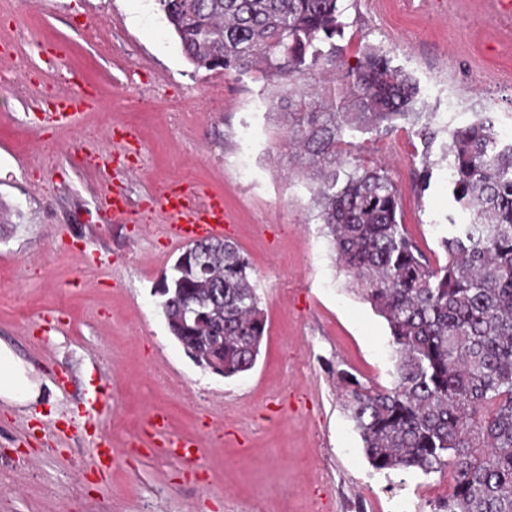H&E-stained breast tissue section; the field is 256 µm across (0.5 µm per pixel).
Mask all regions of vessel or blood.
<instances>
[{
    "label": "vessel or blood",
    "instance_id": "b4317fda",
    "mask_svg": "<svg viewBox=\"0 0 512 512\" xmlns=\"http://www.w3.org/2000/svg\"><path fill=\"white\" fill-rule=\"evenodd\" d=\"M87 104L76 93L60 94L54 103V113L63 119L85 111ZM162 209L166 215L169 230L179 239H204L219 237L224 233L225 224L232 217L225 209L222 198L207 194L192 183H182L164 195ZM149 431L143 441L150 451L161 448L176 449L184 458H195L199 451L198 441L191 436L172 434L166 415L154 412L148 423Z\"/></svg>",
    "mask_w": 512,
    "mask_h": 512
}]
</instances>
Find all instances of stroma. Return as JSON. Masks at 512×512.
<instances>
[{
  "label": "stroma",
  "mask_w": 512,
  "mask_h": 512,
  "mask_svg": "<svg viewBox=\"0 0 512 512\" xmlns=\"http://www.w3.org/2000/svg\"><path fill=\"white\" fill-rule=\"evenodd\" d=\"M340 79L373 50L419 88L415 117L388 132L362 127L350 164L384 169L401 221L433 266L457 214L448 185L453 129L482 115L512 131V25L486 0H339ZM107 31L104 43L89 39ZM20 60L0 83V342L42 386L38 401L0 400V459L25 458L21 484L0 479V512H392L408 498L429 512L451 470L380 472L338 400L336 372L394 380L383 317L340 273L315 216L319 174L284 143L283 79L261 67L196 68L158 0H0V43ZM79 91L98 104L72 125L44 119L52 98ZM131 129L141 153L111 173L88 145L115 152L110 127ZM248 155L252 180L238 160ZM187 179L221 196L225 240L253 269L266 331L254 367L227 378L199 366L170 335L159 284L184 244L160 196ZM122 186L133 203L113 214ZM201 443L178 463L138 448L149 414ZM115 455L90 468L98 437Z\"/></svg>",
  "instance_id": "obj_1"
}]
</instances>
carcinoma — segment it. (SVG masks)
I'll return each instance as SVG.
<instances>
[{
	"mask_svg": "<svg viewBox=\"0 0 512 512\" xmlns=\"http://www.w3.org/2000/svg\"><path fill=\"white\" fill-rule=\"evenodd\" d=\"M338 0H159L192 64L237 70L257 60L282 90L306 164L323 171L319 219L340 269L388 323L392 387L336 371L343 409L378 471L450 466L448 494L431 512H512V139L489 117L454 129L448 183L468 213L450 220L433 267L400 219L399 197L381 169L356 167L338 184L349 122L305 90L336 68ZM330 44L324 50L322 44ZM373 130L413 115L416 84L383 54L364 51L342 72ZM251 267L222 238L196 241L164 275L161 307L170 333L224 377L251 370L266 328Z\"/></svg>",
	"mask_w": 512,
	"mask_h": 512,
	"instance_id": "cac0c4a2",
	"label": "carcinoma"
}]
</instances>
